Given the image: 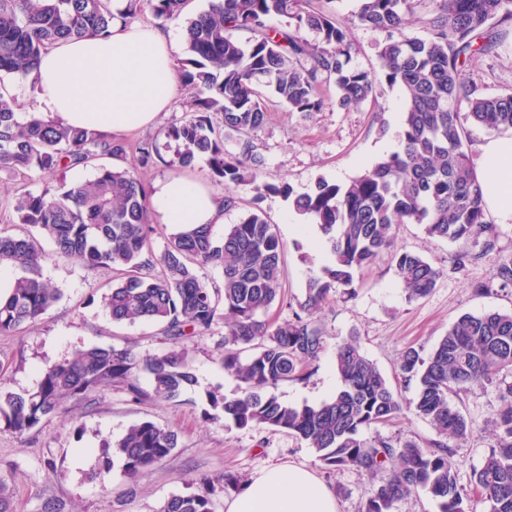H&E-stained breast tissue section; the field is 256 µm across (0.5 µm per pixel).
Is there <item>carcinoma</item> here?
Segmentation results:
<instances>
[{"label": "carcinoma", "instance_id": "cac0c4a2", "mask_svg": "<svg viewBox=\"0 0 512 512\" xmlns=\"http://www.w3.org/2000/svg\"><path fill=\"white\" fill-rule=\"evenodd\" d=\"M186 0H128L125 11H112V0H0V76L25 77L50 47L74 39L104 37L115 21L131 23L144 10L158 20L176 19ZM424 10L428 36L410 37L406 28L417 8ZM282 19L267 27L270 17ZM362 25L384 34L378 71L351 65L350 29ZM249 30L244 45L232 37ZM312 30L310 42L303 32ZM512 34V0H360L349 23L305 0H209L208 8L186 21L188 57L180 76L190 91L188 116L168 127L175 145L170 164L193 171L203 161L219 186L232 185L252 195L254 206L220 237L212 224H183L166 236L164 249L153 248L156 229L142 172L161 160L154 139L136 146L137 164H126L129 145L96 130L64 126L49 115L17 116L12 94L0 93V171L33 183L45 175L75 169L94 170L88 179L62 182L53 191L26 190L16 197V223L37 234L0 231V266L15 271L12 288L0 296V335L18 334L42 319L60 300L44 277L55 251L93 270L112 269V285L103 303L112 322L158 323L174 346L142 356L132 347L92 346L47 363L30 392L0 393V426L24 435L57 419L70 422L64 401L86 405L106 389L118 387L135 403L171 402L196 377L187 343L224 323L219 360L241 383L240 394L222 401L224 419L238 426L292 434L312 448L329 468L383 473L365 512H393L397 502L422 489L440 512H468L458 485L456 462L448 441L466 440L472 421L450 396L473 385L495 387L498 407L490 420L497 445L474 469L471 484L489 504V512H512V312L460 315L424 357L406 348L399 371L416 381L407 402L376 364L361 353L357 340L336 345L340 389L315 405H290L273 392L280 382L304 374L324 348L314 310L329 294L343 289L352 299L355 274L384 251L393 253L394 269L408 301L426 296L441 271L423 257L395 246L402 224H421L426 233L459 246L457 266L476 258L474 249L494 246L493 227L483 206L485 187L465 148V124L489 132L512 130V89L486 94L465 68L490 56ZM400 85L406 94L403 147L346 185L318 180L310 192L296 194L287 184L258 179L261 157L250 133L267 119L260 89L271 91L294 112H317L326 105L319 88L331 82L336 107L359 106L376 83ZM233 138L237 151L224 148ZM268 193L284 195L300 215L312 217L326 237L332 263L310 271L305 300L292 317L272 321L271 308L283 301L284 243L256 203ZM222 271L220 287L199 270ZM248 356H242L243 352ZM151 390L140 385L141 375ZM409 411L442 436L423 447L414 441H368L362 431L391 422ZM122 469L133 481L166 460L178 447V432L150 421L131 425L114 445ZM196 491L174 495L161 512H215L214 497L238 484L233 474L190 477ZM0 512H15L13 493L0 475Z\"/></svg>", "mask_w": 512, "mask_h": 512}]
</instances>
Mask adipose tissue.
Segmentation results:
<instances>
[{"instance_id": "1", "label": "adipose tissue", "mask_w": 512, "mask_h": 512, "mask_svg": "<svg viewBox=\"0 0 512 512\" xmlns=\"http://www.w3.org/2000/svg\"><path fill=\"white\" fill-rule=\"evenodd\" d=\"M174 54L171 35L137 23L115 24L105 38L58 44L28 76L35 110L108 134L149 126L171 105ZM481 161L484 204L502 223H511L512 137L490 139ZM151 206L162 223L174 227L224 221L223 196L186 175L156 183ZM224 506L225 512H338L331 488L312 470L294 465L257 473Z\"/></svg>"}]
</instances>
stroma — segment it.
Masks as SVG:
<instances>
[{"label":"stroma","instance_id":"35a3bbf8","mask_svg":"<svg viewBox=\"0 0 512 512\" xmlns=\"http://www.w3.org/2000/svg\"><path fill=\"white\" fill-rule=\"evenodd\" d=\"M472 69L487 92L512 88V37L498 48L496 56L476 59ZM322 92L327 105L307 115L291 111L277 99L269 100L265 124L251 135L263 160L258 173L261 181L287 183L295 192L304 193L321 179L347 183L397 151L405 108L400 86L380 83L372 97L349 111L336 109L334 86L323 85ZM258 205L285 245V296L283 303L273 308L275 316L285 319L305 299L308 260L325 264L330 256L328 251L313 249L309 235L289 223L291 205L282 195H266ZM493 229V249L457 272L453 269L456 244L428 236L422 225H402L397 247L421 255L441 270L435 287L425 297L407 301L391 253H382L360 273L355 299H344L336 292L315 312L324 348L305 378L278 384L275 393L279 399L312 405L330 398L340 386L334 366L336 346L350 337L357 339L394 389L405 399L414 398L415 384L404 382L398 370L406 347L429 354L460 315L512 311V288H501L496 279L499 263L512 257V223H497ZM42 246L50 254L43 273L62 297L33 328L0 335V389L17 394L33 389L45 363L61 360L84 346L121 348L130 343L144 355L169 348L156 324L112 322L102 302L112 282L111 269H88L55 253L50 241H43ZM474 280L488 283L489 291L475 293L470 286ZM223 335L224 328L219 325L211 337L190 345L196 382L175 401L134 403L121 389L112 388L94 405L73 404L71 423L53 422L22 436L0 429V474L9 481L16 512H41L48 498L64 501L69 512H160L171 496L189 493L186 473H231L246 480L280 464L315 471L333 490L338 512H364L379 478L353 468H327L295 436L236 426L225 421L221 409L211 406V395L230 398L240 392L239 381L225 372L218 359ZM454 403L474 423L468 441L453 448L458 484L465 489L473 470L495 445L487 422L498 406L497 394L494 387L476 385ZM146 420L178 431L179 443L172 455L132 484L127 483L117 457L111 461L106 482L93 478L101 463L102 443L117 441L129 426ZM363 435L420 443L437 437L427 421L409 414L395 423L365 429Z\"/></svg>","mask_w":512,"mask_h":512}]
</instances>
